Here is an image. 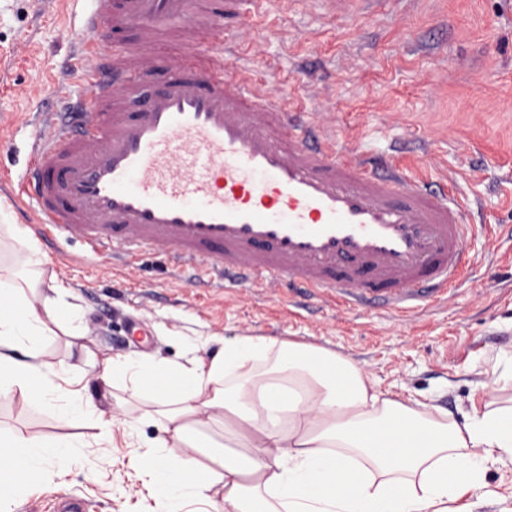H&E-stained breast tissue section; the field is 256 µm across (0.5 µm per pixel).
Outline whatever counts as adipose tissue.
<instances>
[{"label": "adipose tissue", "instance_id": "1", "mask_svg": "<svg viewBox=\"0 0 512 512\" xmlns=\"http://www.w3.org/2000/svg\"><path fill=\"white\" fill-rule=\"evenodd\" d=\"M45 258L0 205V401L33 399L58 426L79 418L101 432L120 386L146 405L128 428L157 419L166 436L137 463L173 508L208 512H459L484 471L512 463V409L457 425L383 397L364 370L327 349L267 336L222 341L211 355L169 363L143 355L79 372L50 345L57 327L83 334L62 283H45ZM220 448L219 472L200 466ZM78 441L29 440L0 428V460L35 466L77 457Z\"/></svg>", "mask_w": 512, "mask_h": 512}]
</instances>
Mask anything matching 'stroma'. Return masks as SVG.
I'll return each mask as SVG.
<instances>
[{
  "mask_svg": "<svg viewBox=\"0 0 512 512\" xmlns=\"http://www.w3.org/2000/svg\"><path fill=\"white\" fill-rule=\"evenodd\" d=\"M87 0H0V202L47 257L44 279L61 281L87 320L82 343L98 361L137 353L183 361L200 338L268 336L330 349L361 366L379 391L429 400L464 423L474 411L512 406V384L483 392L486 369L512 363V0H304L289 12L269 0L256 38L238 37L234 66L255 77H320L297 98L313 120L360 150L394 159L470 207L469 268L444 303L401 322L384 309L346 311L314 299L303 308L287 287L194 284L163 250L132 265L85 255L65 232L44 238L31 201L12 189L25 171L43 113L88 95L76 34ZM0 420L32 440L77 438L83 459L54 477L0 462V487L16 512H54L76 497L87 512H167L132 462L163 435L147 421L111 438L84 421L56 427L23 401ZM486 495L462 512H512V464L489 467Z\"/></svg>",
  "mask_w": 512,
  "mask_h": 512,
  "instance_id": "1",
  "label": "stroma"
}]
</instances>
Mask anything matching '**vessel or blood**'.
I'll return each instance as SVG.
<instances>
[{
  "label": "vessel or blood",
  "instance_id": "1",
  "mask_svg": "<svg viewBox=\"0 0 512 512\" xmlns=\"http://www.w3.org/2000/svg\"><path fill=\"white\" fill-rule=\"evenodd\" d=\"M80 38L90 97L40 137L18 192L41 229L129 263L165 249L201 282L282 283L396 317L442 303L463 279L467 209L384 157L340 145L230 67L227 29L254 30L267 0H90ZM135 43L106 54L100 23ZM193 36L196 60L157 55ZM163 71L147 94L142 78Z\"/></svg>",
  "mask_w": 512,
  "mask_h": 512
}]
</instances>
